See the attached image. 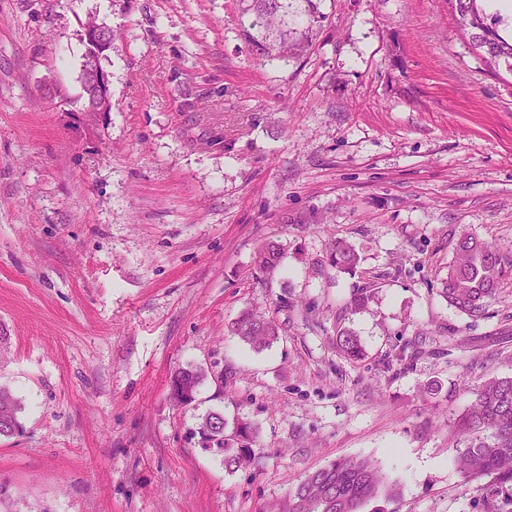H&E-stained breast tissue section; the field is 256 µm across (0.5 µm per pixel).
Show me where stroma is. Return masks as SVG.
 I'll use <instances>...</instances> for the list:
<instances>
[{
  "label": "stroma",
  "mask_w": 512,
  "mask_h": 512,
  "mask_svg": "<svg viewBox=\"0 0 512 512\" xmlns=\"http://www.w3.org/2000/svg\"><path fill=\"white\" fill-rule=\"evenodd\" d=\"M250 5L0 0V384L23 407L0 512H273L345 457L400 488L364 512H512V480L464 478L450 437L512 376V280L477 319L439 294L460 235L512 249V74L450 0H288L284 60ZM90 20L115 34L108 112L80 109ZM313 209L330 224L281 222ZM333 237L356 273L319 269ZM264 239L286 247L266 279ZM247 309L279 323L269 348L231 334ZM212 410L255 423V464L203 451ZM286 248L275 240L260 242L252 257V266L256 274L271 277L280 268ZM336 349L340 355L353 362L361 360L364 355L359 336L342 326L336 329ZM202 369L181 368L171 378L170 395L173 401L179 405H190L195 402L197 389L204 379Z\"/></svg>",
  "instance_id": "stroma-1"
}]
</instances>
